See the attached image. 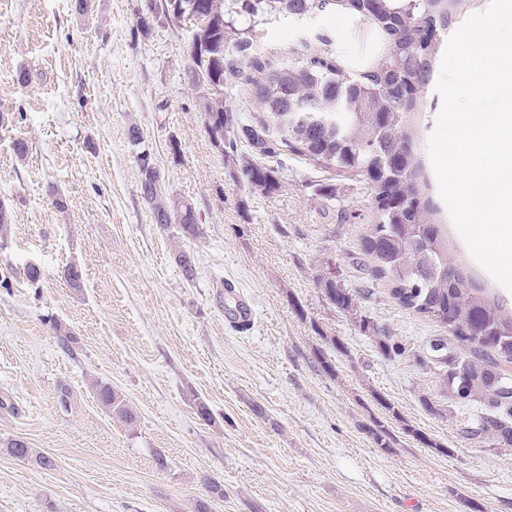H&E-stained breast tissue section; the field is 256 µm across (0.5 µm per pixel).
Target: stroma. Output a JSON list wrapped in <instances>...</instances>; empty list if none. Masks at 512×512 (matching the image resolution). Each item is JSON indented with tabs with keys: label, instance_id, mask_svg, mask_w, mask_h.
<instances>
[{
	"label": "stroma",
	"instance_id": "1",
	"mask_svg": "<svg viewBox=\"0 0 512 512\" xmlns=\"http://www.w3.org/2000/svg\"><path fill=\"white\" fill-rule=\"evenodd\" d=\"M150 2L93 0L81 15L74 0H0V199L12 208L0 238V512H193L205 475L224 486L212 512H512V447L467 439L477 408L449 407L419 363L443 328L353 264L372 216L367 185L291 153L285 187H251L206 130L189 25ZM234 22L279 62L324 38L351 60L376 48L367 25L330 8ZM133 127L166 190L194 207L198 237L156 223ZM180 251L194 256L193 277ZM32 263L43 271L35 284L23 274ZM70 263L82 288L61 276ZM327 277L364 290L360 311L408 356L382 358L327 303ZM243 300L252 318L241 326ZM97 382L122 395L133 424L99 404ZM63 385L73 392L65 411ZM376 423L390 430L389 449L375 445ZM407 424L432 447L405 435ZM13 439L32 457L12 456Z\"/></svg>",
	"mask_w": 512,
	"mask_h": 512
}]
</instances>
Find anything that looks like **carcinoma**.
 I'll return each mask as SVG.
<instances>
[{"mask_svg": "<svg viewBox=\"0 0 512 512\" xmlns=\"http://www.w3.org/2000/svg\"><path fill=\"white\" fill-rule=\"evenodd\" d=\"M336 6L368 25L379 49L350 65L330 49L293 53L274 64L253 51L226 18L224 0H164L162 11L191 24V82L198 89L205 125L223 148L252 147L243 175L252 187L271 195L282 185L283 168L269 159L283 151L304 157L315 167L352 171L367 182L373 204L370 224L360 238L356 265L383 282L398 305L448 330L432 347L431 362L446 372L442 381L452 402L478 404L485 414L466 435L491 438L512 447V393L498 390V367L512 362V306L490 288H472L448 270L461 263L453 256L445 225L435 219L423 163L415 151L412 118L431 70L441 36L463 0H244L240 12L253 15L313 14ZM244 81L257 115L233 117L226 109L232 78ZM141 193L156 223L176 225L182 236L199 235L194 208L166 192L146 150L137 152ZM328 303L347 314L365 333L374 334L379 353L400 358L404 347L381 334L359 313L357 295L335 279L321 282ZM468 347V355L456 344ZM100 404L131 424L133 412L107 384L95 385ZM207 497L194 512H212L224 498L223 486L202 476Z\"/></svg>", "mask_w": 512, "mask_h": 512, "instance_id": "carcinoma-1", "label": "carcinoma"}]
</instances>
